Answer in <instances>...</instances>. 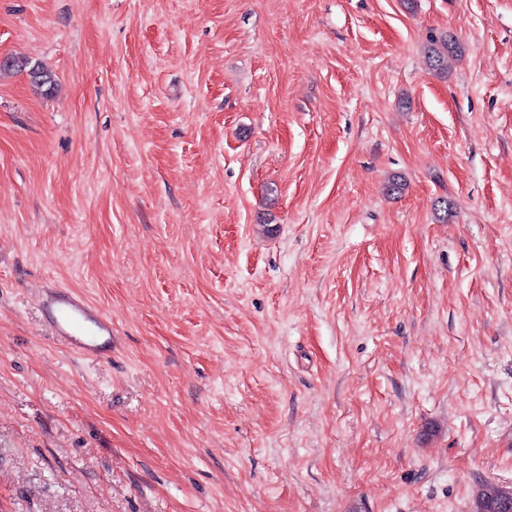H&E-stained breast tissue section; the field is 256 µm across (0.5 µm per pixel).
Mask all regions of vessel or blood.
Masks as SVG:
<instances>
[{
    "instance_id": "obj_1",
    "label": "vessel or blood",
    "mask_w": 512,
    "mask_h": 512,
    "mask_svg": "<svg viewBox=\"0 0 512 512\" xmlns=\"http://www.w3.org/2000/svg\"><path fill=\"white\" fill-rule=\"evenodd\" d=\"M40 305L52 335L76 355L101 359L112 355V317L76 292H45Z\"/></svg>"
}]
</instances>
